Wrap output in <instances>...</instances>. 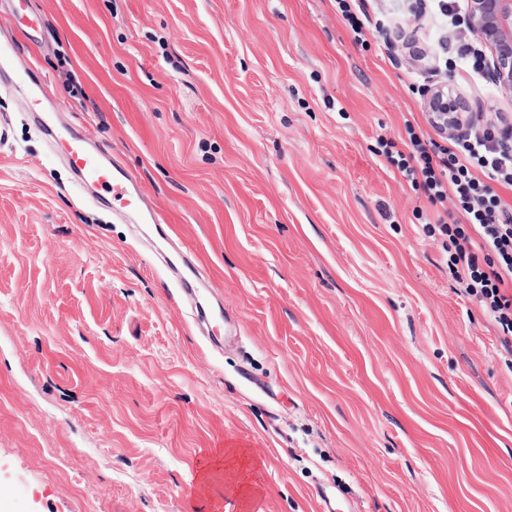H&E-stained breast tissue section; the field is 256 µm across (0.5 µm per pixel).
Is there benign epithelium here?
I'll use <instances>...</instances> for the list:
<instances>
[{
	"mask_svg": "<svg viewBox=\"0 0 512 512\" xmlns=\"http://www.w3.org/2000/svg\"><path fill=\"white\" fill-rule=\"evenodd\" d=\"M469 25L491 52L490 78L512 97V0H470ZM426 102L444 129L455 133L463 127L461 109L447 87L430 90Z\"/></svg>",
	"mask_w": 512,
	"mask_h": 512,
	"instance_id": "benign-epithelium-1",
	"label": "benign epithelium"
}]
</instances>
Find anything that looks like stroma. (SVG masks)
Here are the masks:
<instances>
[{
    "instance_id": "1",
    "label": "stroma",
    "mask_w": 512,
    "mask_h": 512,
    "mask_svg": "<svg viewBox=\"0 0 512 512\" xmlns=\"http://www.w3.org/2000/svg\"><path fill=\"white\" fill-rule=\"evenodd\" d=\"M0 0L44 111L137 178L241 326L209 348L137 225L78 189L0 74V512H512V353L379 155L452 73L431 0ZM41 16L37 41L15 13ZM255 463L240 495L211 452ZM338 11L347 22L356 43L364 45L365 29L371 25L370 18L364 9L363 0H336Z\"/></svg>"
}]
</instances>
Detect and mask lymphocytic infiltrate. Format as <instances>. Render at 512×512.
Listing matches in <instances>:
<instances>
[{
	"label": "lymphocytic infiltrate",
	"instance_id": "1",
	"mask_svg": "<svg viewBox=\"0 0 512 512\" xmlns=\"http://www.w3.org/2000/svg\"><path fill=\"white\" fill-rule=\"evenodd\" d=\"M404 150L378 137L380 153L431 205L452 201L462 221L438 216L448 238V269L467 293L482 303L512 349V204L498 186L512 189V127L485 120L442 146L407 126Z\"/></svg>",
	"mask_w": 512,
	"mask_h": 512
}]
</instances>
